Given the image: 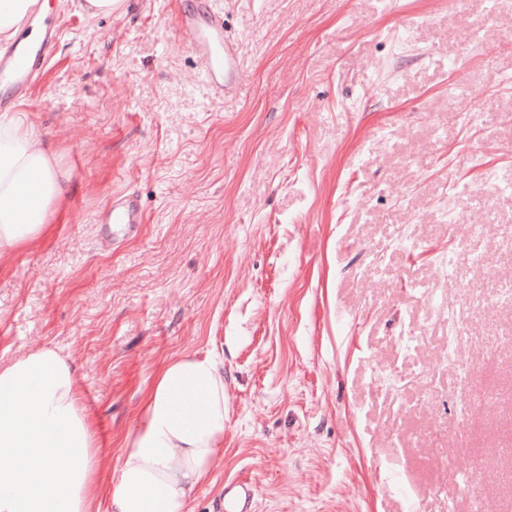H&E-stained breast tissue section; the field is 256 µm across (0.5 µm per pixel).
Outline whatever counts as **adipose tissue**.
Masks as SVG:
<instances>
[{"label": "adipose tissue", "mask_w": 512, "mask_h": 512, "mask_svg": "<svg viewBox=\"0 0 512 512\" xmlns=\"http://www.w3.org/2000/svg\"><path fill=\"white\" fill-rule=\"evenodd\" d=\"M70 175L18 113L0 114V260L41 240ZM224 363L183 351L146 384L114 466L75 363L51 344L0 366V512H193L224 457Z\"/></svg>", "instance_id": "obj_1"}]
</instances>
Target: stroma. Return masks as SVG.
Instances as JSON below:
<instances>
[{
    "label": "stroma",
    "instance_id": "stroma-1",
    "mask_svg": "<svg viewBox=\"0 0 512 512\" xmlns=\"http://www.w3.org/2000/svg\"><path fill=\"white\" fill-rule=\"evenodd\" d=\"M84 2L44 0L58 39L20 110L72 178L0 262V364L70 354L115 449L167 357L223 358L193 512L233 478L257 512H411L401 468L423 512H512V0H218L225 100L174 0ZM120 193L146 222L117 244Z\"/></svg>",
    "mask_w": 512,
    "mask_h": 512
}]
</instances>
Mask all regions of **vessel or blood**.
Returning <instances> with one entry per match:
<instances>
[{
  "instance_id": "obj_1",
  "label": "vessel or blood",
  "mask_w": 512,
  "mask_h": 512,
  "mask_svg": "<svg viewBox=\"0 0 512 512\" xmlns=\"http://www.w3.org/2000/svg\"><path fill=\"white\" fill-rule=\"evenodd\" d=\"M182 28L191 32L193 44L202 60V73L208 87L217 94H239L243 87L242 70L236 44L224 36V17L213 0H199L196 8L178 7ZM39 34L35 40L16 44L0 55V82L24 88L40 73L48 61L58 30L44 10L35 13ZM110 223L134 233L144 217L134 197H113L108 207ZM217 512H255V488L245 480H234L224 486V498Z\"/></svg>"
}]
</instances>
